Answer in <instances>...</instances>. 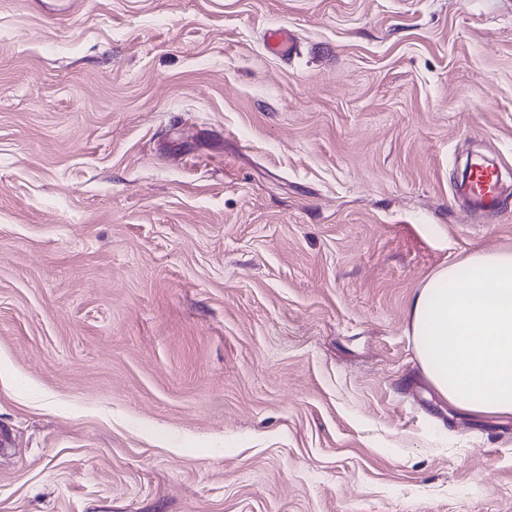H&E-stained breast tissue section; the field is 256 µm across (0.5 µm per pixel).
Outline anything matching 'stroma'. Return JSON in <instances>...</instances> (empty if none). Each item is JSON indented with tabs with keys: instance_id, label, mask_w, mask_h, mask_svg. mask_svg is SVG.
<instances>
[{
	"instance_id": "35a3bbf8",
	"label": "stroma",
	"mask_w": 512,
	"mask_h": 512,
	"mask_svg": "<svg viewBox=\"0 0 512 512\" xmlns=\"http://www.w3.org/2000/svg\"><path fill=\"white\" fill-rule=\"evenodd\" d=\"M487 245L512 0H0V512H512L408 333ZM266 51L283 60H288L295 52V43L287 28L271 30L264 43ZM503 185L498 167L483 159L470 163L466 180L458 193L486 211L494 210L501 199Z\"/></svg>"
}]
</instances>
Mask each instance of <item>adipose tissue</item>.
<instances>
[{"instance_id":"ef3b65f1","label":"adipose tissue","mask_w":512,"mask_h":512,"mask_svg":"<svg viewBox=\"0 0 512 512\" xmlns=\"http://www.w3.org/2000/svg\"><path fill=\"white\" fill-rule=\"evenodd\" d=\"M425 376L449 406L512 417V250L440 268L409 304Z\"/></svg>"}]
</instances>
